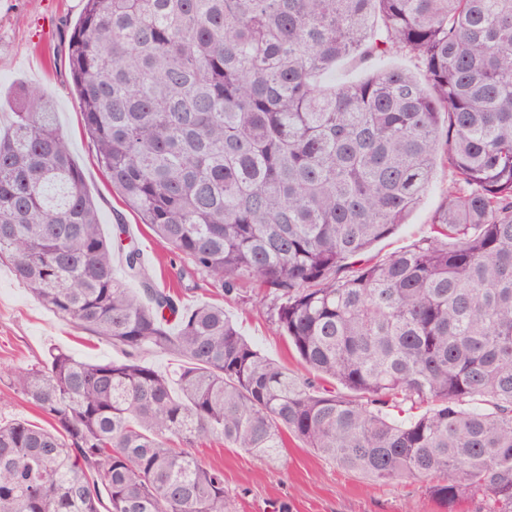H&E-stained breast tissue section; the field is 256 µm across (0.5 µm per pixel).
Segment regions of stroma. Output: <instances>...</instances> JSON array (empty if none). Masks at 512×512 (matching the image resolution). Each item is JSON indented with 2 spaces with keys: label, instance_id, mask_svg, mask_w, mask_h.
I'll list each match as a JSON object with an SVG mask.
<instances>
[{
  "label": "stroma",
  "instance_id": "stroma-1",
  "mask_svg": "<svg viewBox=\"0 0 512 512\" xmlns=\"http://www.w3.org/2000/svg\"><path fill=\"white\" fill-rule=\"evenodd\" d=\"M82 0H0V124L8 125L16 107L15 90L38 87L53 103L60 129L76 163L84 170L86 187L98 205L104 233L125 224L129 239L143 253V262L160 286L173 283L179 266L160 239L143 224L112 188L97 164L95 150L83 130V118L73 83L63 63L52 53L63 48L78 22ZM455 180L447 165H437L433 183L421 206L394 234L371 249L376 257L409 247L428 237L431 220L449 185ZM181 304L219 303L245 337L274 362L295 376L306 370L265 310L254 285H241L235 300L218 290L181 296ZM60 348L80 359H112L116 350L76 330L43 307L0 266V419L43 423L38 410L10 386L13 372L44 361ZM197 455L224 472V490L235 512H441L417 482L379 484L304 448L286 437L276 463H263L248 453L225 447L218 440L198 444Z\"/></svg>",
  "mask_w": 512,
  "mask_h": 512
}]
</instances>
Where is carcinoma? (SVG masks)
Listing matches in <instances>:
<instances>
[{
    "label": "carcinoma",
    "instance_id": "obj_1",
    "mask_svg": "<svg viewBox=\"0 0 512 512\" xmlns=\"http://www.w3.org/2000/svg\"><path fill=\"white\" fill-rule=\"evenodd\" d=\"M83 2L68 69L112 187L183 262L184 291L257 283L313 378L105 236L52 104L23 88L0 134V265L121 357L53 349L14 373L46 424L0 423V512H234L194 446L274 463L285 432L374 482H421L446 512H512V0ZM391 53L423 78L320 84ZM438 159L456 183L431 235L368 256Z\"/></svg>",
    "mask_w": 512,
    "mask_h": 512
}]
</instances>
